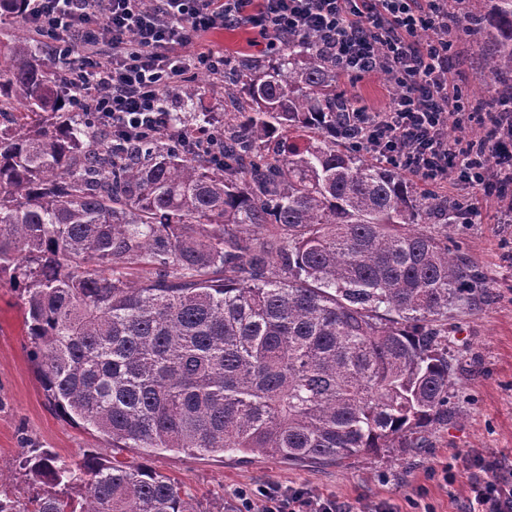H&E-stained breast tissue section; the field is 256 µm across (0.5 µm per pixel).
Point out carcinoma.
<instances>
[{
	"label": "carcinoma",
	"mask_w": 512,
	"mask_h": 512,
	"mask_svg": "<svg viewBox=\"0 0 512 512\" xmlns=\"http://www.w3.org/2000/svg\"><path fill=\"white\" fill-rule=\"evenodd\" d=\"M28 0H0V17ZM488 111L512 101V0H488ZM336 62L290 37L241 59L224 113L181 87L171 135L120 152L67 98L26 32L0 40V278L22 294L44 391L143 457L261 455L341 465L428 448L461 367L448 311L478 279L448 253L457 201L336 137ZM215 130L216 162L185 131ZM148 268L134 283L130 271ZM37 492L0 512H197L117 455L21 453Z\"/></svg>",
	"instance_id": "carcinoma-1"
}]
</instances>
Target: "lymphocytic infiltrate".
<instances>
[{
    "instance_id": "f902f5d3",
    "label": "lymphocytic infiltrate",
    "mask_w": 512,
    "mask_h": 512,
    "mask_svg": "<svg viewBox=\"0 0 512 512\" xmlns=\"http://www.w3.org/2000/svg\"><path fill=\"white\" fill-rule=\"evenodd\" d=\"M455 0H31L27 27L53 45L68 69L72 105L93 113L127 148L167 132L165 90L198 71L224 76V52L201 34L231 26L258 30L268 46L291 35L313 40L350 81L383 74L396 91L379 109H354L339 137L432 186L487 192L512 185V113L470 112L448 74ZM483 120L482 137H448ZM512 213V196L498 197ZM464 483L463 512H512V461L473 452L433 470ZM235 512H352L303 488L269 483L239 490Z\"/></svg>"
}]
</instances>
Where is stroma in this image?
I'll return each instance as SVG.
<instances>
[{
	"label": "stroma",
	"mask_w": 512,
	"mask_h": 512,
	"mask_svg": "<svg viewBox=\"0 0 512 512\" xmlns=\"http://www.w3.org/2000/svg\"><path fill=\"white\" fill-rule=\"evenodd\" d=\"M226 66L240 56H262L269 48L254 30L228 28L215 35ZM490 47L474 33L457 42L449 68L471 102L485 96V58ZM495 198L483 200L468 224L448 227V248L464 254L487 289L453 313L450 347L465 371L448 425L437 428L428 448H388L363 453L347 464L291 466L264 456H192L163 452L149 465L177 481L193 505L205 512H230L237 491L270 481L304 486L347 505L388 498L400 512H460V499L429 483V469L446 464L454 452L483 449L512 459V223ZM22 301L0 284V488L26 498L35 491L18 466L25 448L45 449L66 461L83 451L108 456L112 448L95 431L62 417L48 400L29 359Z\"/></svg>",
	"instance_id": "stroma-1"
}]
</instances>
